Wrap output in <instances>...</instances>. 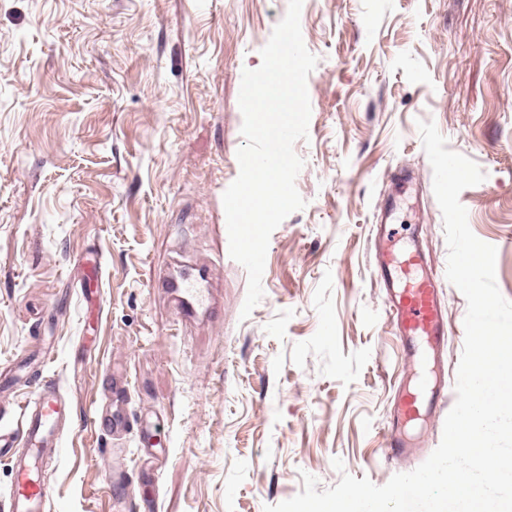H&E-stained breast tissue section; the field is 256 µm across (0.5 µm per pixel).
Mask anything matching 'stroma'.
<instances>
[{
	"label": "stroma",
	"mask_w": 512,
	"mask_h": 512,
	"mask_svg": "<svg viewBox=\"0 0 512 512\" xmlns=\"http://www.w3.org/2000/svg\"><path fill=\"white\" fill-rule=\"evenodd\" d=\"M288 0H0V394L14 425L44 383L69 407L46 466L47 512H263L342 474L381 486L417 468L384 457L408 367L384 312L375 247L417 239L440 277L448 368L464 345V295L417 123L485 173L459 200L495 246L512 300V0H303L318 59L296 188L306 205L272 233L264 296L229 254L223 194L243 144V70ZM417 180L398 192L396 174ZM393 238L373 228L390 195ZM102 277L84 301L79 258ZM221 261L224 307L185 324L158 280L173 254ZM126 377V435L93 406ZM154 445H139L142 429ZM341 458L336 470L333 458Z\"/></svg>",
	"instance_id": "1"
}]
</instances>
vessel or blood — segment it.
<instances>
[{
	"label": "vessel or blood",
	"mask_w": 512,
	"mask_h": 512,
	"mask_svg": "<svg viewBox=\"0 0 512 512\" xmlns=\"http://www.w3.org/2000/svg\"><path fill=\"white\" fill-rule=\"evenodd\" d=\"M376 273L386 290L385 313L399 336L407 358L424 375L417 392L400 394L392 425L384 435L386 455L399 460L416 455L406 429L425 416L443 414L455 395V380L447 377L433 383L430 373L440 363L448 342V319L439 295L438 278L431 271L418 245L411 244L400 256L381 253ZM215 268L180 266L159 281L172 298L180 318H215L218 306L208 285ZM67 403L53 383H46L20 410L17 424L0 432V456L11 463L13 480L5 493L9 512H46L49 494L40 469L46 455L60 444V424ZM94 426L118 434L126 430L122 409L95 405Z\"/></svg>",
	"instance_id": "1"
}]
</instances>
